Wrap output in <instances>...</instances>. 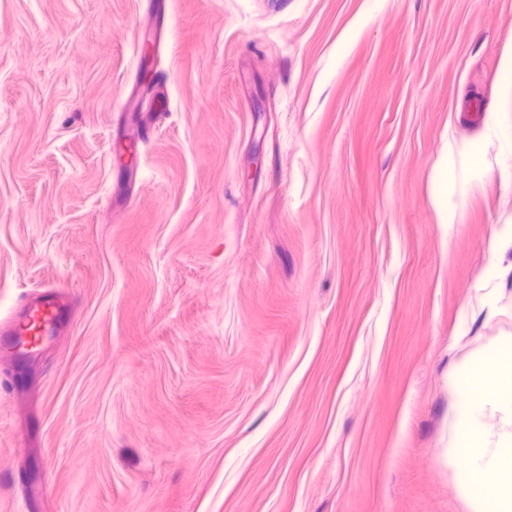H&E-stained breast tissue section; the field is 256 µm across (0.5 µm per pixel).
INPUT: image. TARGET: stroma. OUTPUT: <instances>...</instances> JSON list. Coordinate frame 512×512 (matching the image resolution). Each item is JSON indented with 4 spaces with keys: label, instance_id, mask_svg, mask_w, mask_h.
<instances>
[{
    "label": "stroma",
    "instance_id": "obj_1",
    "mask_svg": "<svg viewBox=\"0 0 512 512\" xmlns=\"http://www.w3.org/2000/svg\"><path fill=\"white\" fill-rule=\"evenodd\" d=\"M511 55L512 0H0V320L72 298L0 345V512H467L448 372L512 332ZM476 155L460 157L458 161L452 163L447 170L440 168L435 173L436 192L434 202L439 205L452 192L466 183L471 176L475 163ZM69 305L68 297L59 290L45 292L39 299H34L21 316L11 321L9 326L3 328L0 335L5 336L10 344H19L21 336L28 343L20 345L21 348H33L39 341L40 336L45 335L54 328L59 321L61 310ZM26 335L33 336V339Z\"/></svg>",
    "mask_w": 512,
    "mask_h": 512
}]
</instances>
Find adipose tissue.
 I'll return each instance as SVG.
<instances>
[{
    "label": "adipose tissue",
    "mask_w": 512,
    "mask_h": 512,
    "mask_svg": "<svg viewBox=\"0 0 512 512\" xmlns=\"http://www.w3.org/2000/svg\"><path fill=\"white\" fill-rule=\"evenodd\" d=\"M448 390L454 400L446 461L454 493L467 512H512V430L494 440L485 433L492 410L512 407V336L466 354L449 374ZM463 450L471 459L465 472L456 467Z\"/></svg>",
    "instance_id": "obj_1"
}]
</instances>
